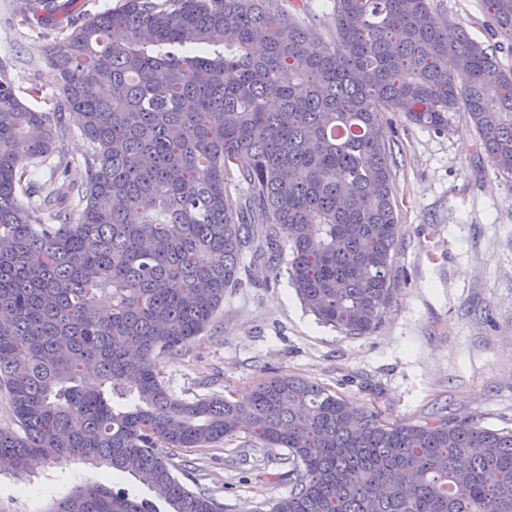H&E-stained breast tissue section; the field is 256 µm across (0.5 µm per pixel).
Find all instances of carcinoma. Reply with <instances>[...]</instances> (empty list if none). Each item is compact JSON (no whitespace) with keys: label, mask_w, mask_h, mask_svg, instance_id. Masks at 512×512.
Listing matches in <instances>:
<instances>
[{"label":"carcinoma","mask_w":512,"mask_h":512,"mask_svg":"<svg viewBox=\"0 0 512 512\" xmlns=\"http://www.w3.org/2000/svg\"><path fill=\"white\" fill-rule=\"evenodd\" d=\"M512 43V0H486ZM306 4L124 0L87 14L46 52L61 111L24 104L0 77V386L21 432L0 429L15 478L40 457L124 472L170 512H223L159 449L247 432L296 463L272 512H512V430L435 413L389 426L310 381L271 376L239 397L166 388L161 359L204 332L242 284L247 255L288 254L304 307L349 336L391 305L400 235L383 112L448 128L467 112L479 149L512 175V70L433 19L430 0H334L331 43ZM58 0H18L60 25ZM495 95H487L488 87ZM76 116L81 175L40 184ZM244 196L229 189V166ZM76 196L82 208L63 206ZM44 512H157L106 481Z\"/></svg>","instance_id":"1"}]
</instances>
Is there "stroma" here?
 <instances>
[{
    "instance_id": "stroma-1",
    "label": "stroma",
    "mask_w": 512,
    "mask_h": 512,
    "mask_svg": "<svg viewBox=\"0 0 512 512\" xmlns=\"http://www.w3.org/2000/svg\"><path fill=\"white\" fill-rule=\"evenodd\" d=\"M449 34L464 30L512 69V45L499 43L484 0H431ZM16 0H0V64L29 107L59 108L56 76L45 50L56 31L23 24ZM395 163L401 224L393 269L396 288L377 328L349 336L318 323L287 272L251 266L250 284L227 289L210 326L163 360L166 386L187 401L240 396L268 376L302 378L387 424H415L431 413L512 430V176L480 153L466 112L448 114L433 131L399 112L381 115ZM89 146L71 125L64 156L38 166L36 181L55 182L63 164L83 169ZM174 472L224 512H270L288 495L293 468L286 450L241 433L208 448L176 451ZM36 479L18 487L0 478V497L44 512L50 498L107 479L113 490L147 497L133 477L76 462L52 468L34 461Z\"/></svg>"
}]
</instances>
